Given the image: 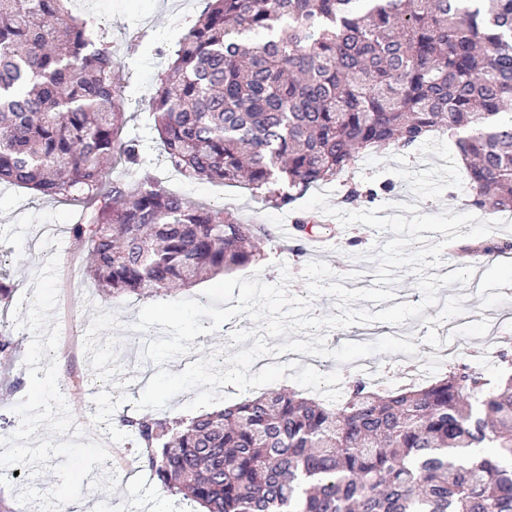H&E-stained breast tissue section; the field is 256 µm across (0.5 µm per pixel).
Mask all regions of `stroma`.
<instances>
[{"label":"stroma","mask_w":512,"mask_h":512,"mask_svg":"<svg viewBox=\"0 0 512 512\" xmlns=\"http://www.w3.org/2000/svg\"><path fill=\"white\" fill-rule=\"evenodd\" d=\"M204 7V0H102L99 18L106 39L120 68L114 78L125 102L128 123L125 134L141 139L150 169L167 190L180 193L190 203L215 204L232 209L244 222L266 224L273 229L292 223L299 209H279L256 200L250 190L206 181H190L173 174L166 165L162 146L152 128L151 96L157 80L167 65L165 52L180 38L185 28ZM364 186L387 183L388 191L375 199H363L352 204V211L375 208L382 204L414 203L420 213L438 214L445 210L472 213L469 203L468 179L459 162L451 136H432L411 152L401 153L388 148L359 155L355 165L329 183V203L341 208V198L351 183ZM81 208L76 203L40 196L35 191L0 184V335L10 337L14 354L10 361L0 360V438L9 437L19 426L14 406L25 396L29 387L24 363L31 340L27 329L16 327L13 311L22 297L34 294V276L52 255L67 258L75 253L72 227L80 220ZM335 231L331 248L323 253L295 256L283 250L280 241L264 243L259 257L252 263L234 269L232 277H252L260 273L262 281L270 284L281 280L280 265H287L293 279L289 289L305 295L302 276L305 266L313 260L325 261L332 269L337 283L365 281L372 278L375 263L365 260L377 239L367 226L346 227L332 220ZM53 237L55 245L43 246L44 237ZM357 245H349V238ZM79 253V252H76ZM72 276H59L56 318L71 316L78 337L70 344L59 345L55 358H42V365L56 363L61 392L76 423L89 436L97 431L91 424V412L86 393L91 388L106 391H142L143 386L131 382L132 370L142 366L141 349L146 337H160L159 326L148 333L135 331L141 307L150 304L147 295L124 294L116 298L104 295L95 288L84 265L88 252L79 253ZM441 264L450 269L459 265L475 266L476 273L467 285L452 284L444 288L447 296H463L461 319L469 338L467 351L458 353L457 361H475L488 375H495L501 349L512 351V253L486 262L474 259L453 242L443 251ZM438 307L426 308L425 318H410L411 328L423 359L426 375L447 371L448 362L440 355L443 324L433 323ZM94 346V356H87V346ZM403 353L374 354L341 364L329 355L316 357L314 366L324 374L336 372L342 381L360 375L375 378L387 367L406 363ZM112 470L116 473L123 496L112 499V512H191L190 502L177 500L152 480L146 469L130 472L125 463L135 458L138 450L128 442L113 444ZM58 479L51 472L30 476L21 469L19 477L0 475V512H37L36 507L24 506L16 496L22 486L31 484L45 491Z\"/></svg>","instance_id":"1"}]
</instances>
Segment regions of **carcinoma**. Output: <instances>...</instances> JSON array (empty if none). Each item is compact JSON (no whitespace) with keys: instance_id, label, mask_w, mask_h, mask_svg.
<instances>
[{"instance_id":"obj_1","label":"carcinoma","mask_w":512,"mask_h":512,"mask_svg":"<svg viewBox=\"0 0 512 512\" xmlns=\"http://www.w3.org/2000/svg\"><path fill=\"white\" fill-rule=\"evenodd\" d=\"M72 0H0V183L74 201L102 291L170 296L275 238L189 204L145 168L112 74ZM151 98L167 164L294 203L360 154L456 137L472 205L512 211V0H207ZM139 172L110 178L107 161ZM295 255L332 234L296 220ZM505 241L473 248L505 255ZM427 385L350 378L335 402L289 389L190 418L116 419L157 483L200 512H512V357Z\"/></svg>"}]
</instances>
